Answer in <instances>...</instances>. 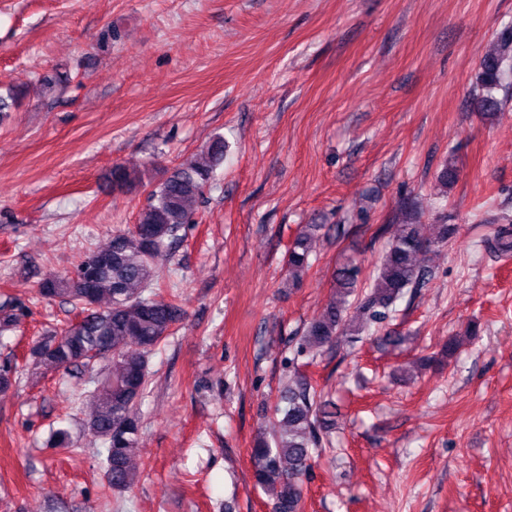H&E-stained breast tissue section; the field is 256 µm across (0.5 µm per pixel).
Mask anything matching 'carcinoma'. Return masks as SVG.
<instances>
[{
	"instance_id": "obj_1",
	"label": "carcinoma",
	"mask_w": 512,
	"mask_h": 512,
	"mask_svg": "<svg viewBox=\"0 0 512 512\" xmlns=\"http://www.w3.org/2000/svg\"><path fill=\"white\" fill-rule=\"evenodd\" d=\"M510 76L512 31L497 40L481 64L478 83L486 92V111L495 110L492 92ZM223 157L224 140L217 137L151 191L134 229L112 236L105 248L85 255L73 273L49 274L39 284L42 298H59L83 318L60 333L44 336L31 348L30 357L57 367H87L95 357H112V370L93 395L83 432L105 445V474L113 490L128 489L136 480L138 405L150 376L148 356L170 335L182 312L177 296L165 300L149 288L177 232L191 223L194 206ZM142 176L138 170L116 164L112 187L129 188ZM323 228L322 224L303 225L288 247V287L302 284ZM456 230L454 224H439L437 233L428 236L422 224L397 225L377 276L364 294L357 292L360 265L351 259L343 261L333 273L329 300L298 339L299 352H326L337 337L384 322L405 290L425 285L428 269L419 258L444 246ZM493 249L503 255L512 252L511 228L499 230ZM28 311L25 301L15 297L0 302V333L16 328ZM273 413L281 416L280 429L269 438L260 437L250 448L253 476L258 486L272 492V512H304L303 477L322 447L326 411L316 390L299 373L281 392Z\"/></svg>"
}]
</instances>
